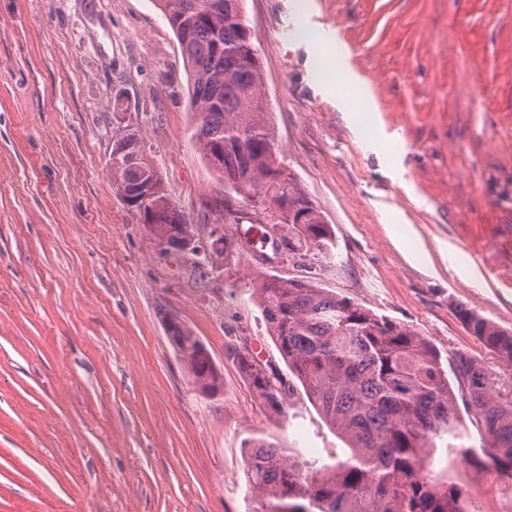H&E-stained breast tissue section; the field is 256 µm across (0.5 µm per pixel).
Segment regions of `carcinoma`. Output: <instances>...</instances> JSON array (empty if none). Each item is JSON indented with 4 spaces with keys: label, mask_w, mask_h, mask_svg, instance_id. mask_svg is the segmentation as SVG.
<instances>
[{
    "label": "carcinoma",
    "mask_w": 512,
    "mask_h": 512,
    "mask_svg": "<svg viewBox=\"0 0 512 512\" xmlns=\"http://www.w3.org/2000/svg\"><path fill=\"white\" fill-rule=\"evenodd\" d=\"M173 29L189 71V99L198 122L192 138L224 190L248 205L274 211L279 243L320 260L336 241L299 181L277 164L280 146L263 101L260 63L242 16V0H156ZM112 187L144 211L161 243L175 250L194 233L164 187L143 138L130 132L114 141ZM243 217L226 208L229 259L233 225ZM268 331L326 423L350 448L333 468L319 459L292 462L275 442L245 439V477L255 493L253 512H467L466 493L434 477L429 459L437 442L450 455L473 458L457 443V398L483 434L480 454L512 481V388L470 355L452 357V388L441 355L417 332L377 316L349 298L307 279L271 276L255 289ZM468 332L512 365V332L468 309L458 311ZM172 341L194 382L217 387L209 351L184 324ZM263 404L286 408L289 390L259 363L230 351ZM460 394H455V391Z\"/></svg>",
    "instance_id": "obj_1"
}]
</instances>
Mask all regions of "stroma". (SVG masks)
<instances>
[{"mask_svg":"<svg viewBox=\"0 0 512 512\" xmlns=\"http://www.w3.org/2000/svg\"><path fill=\"white\" fill-rule=\"evenodd\" d=\"M279 160L336 236L334 257L259 264L237 247L199 275L112 188L113 142L137 131L196 241L224 223V181L191 137L189 77L153 0H0V512H252L242 442L290 459H345V442L291 375L253 293L310 278L472 355L512 367L461 323L512 330V0H244ZM344 43L373 98L375 149L333 97ZM177 315L222 388L176 356ZM237 348L291 391L284 413L249 387ZM434 473L469 512H512L493 469L437 450Z\"/></svg>","mask_w":512,"mask_h":512,"instance_id":"stroma-1","label":"stroma"}]
</instances>
